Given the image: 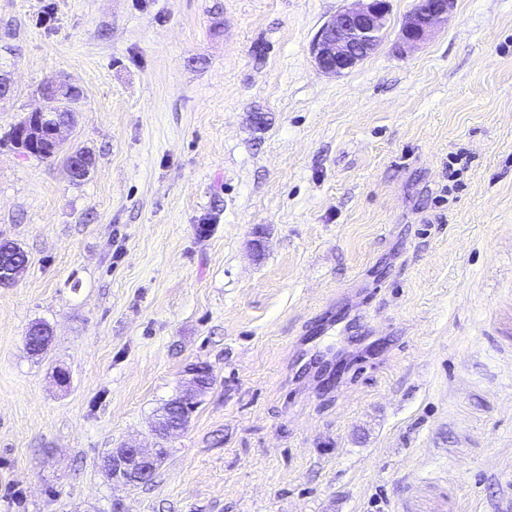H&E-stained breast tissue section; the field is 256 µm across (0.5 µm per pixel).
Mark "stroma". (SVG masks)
<instances>
[{
	"label": "stroma",
	"instance_id": "obj_1",
	"mask_svg": "<svg viewBox=\"0 0 512 512\" xmlns=\"http://www.w3.org/2000/svg\"><path fill=\"white\" fill-rule=\"evenodd\" d=\"M346 0H0V137L82 91L67 146H0V512H512V0H456L332 75ZM330 385L297 375L323 313ZM53 331L28 353L29 326ZM212 387L160 440L189 368ZM170 453L109 480L115 448ZM454 0H416L399 34L402 50H411L424 43L439 26L446 25ZM18 247L12 242L0 241V281L2 284L15 281L27 265V255Z\"/></svg>",
	"mask_w": 512,
	"mask_h": 512
}]
</instances>
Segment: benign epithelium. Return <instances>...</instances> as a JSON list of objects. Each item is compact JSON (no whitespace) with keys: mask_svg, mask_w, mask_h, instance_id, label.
<instances>
[{"mask_svg":"<svg viewBox=\"0 0 512 512\" xmlns=\"http://www.w3.org/2000/svg\"><path fill=\"white\" fill-rule=\"evenodd\" d=\"M454 0H415L399 34L402 50H411L425 42L442 25L448 24ZM389 13L388 0H349L336 17L319 31L312 53L319 70L329 74H342L356 67L371 54L382 40ZM60 84L45 86L41 94L44 105L29 113L16 126L19 142L30 136L37 137L41 130L51 131L54 149L61 147L62 133L70 127L75 107L63 108L58 96L51 95ZM92 161L79 150L69 154L68 170L75 180L86 178ZM27 255L15 244L0 241V281L13 282L27 265ZM157 464L155 448L112 449V480L126 485L141 482V478L154 472Z\"/></svg>","mask_w":512,"mask_h":512,"instance_id":"1","label":"benign epithelium"}]
</instances>
